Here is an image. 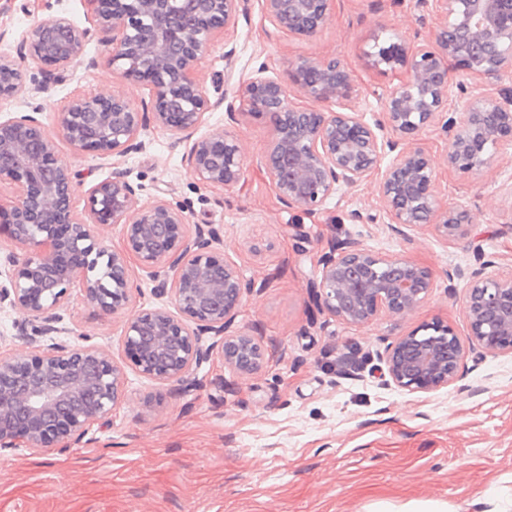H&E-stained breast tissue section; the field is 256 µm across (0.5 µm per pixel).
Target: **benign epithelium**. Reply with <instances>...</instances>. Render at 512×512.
I'll return each instance as SVG.
<instances>
[{
	"label": "benign epithelium",
	"instance_id": "benign-epithelium-1",
	"mask_svg": "<svg viewBox=\"0 0 512 512\" xmlns=\"http://www.w3.org/2000/svg\"><path fill=\"white\" fill-rule=\"evenodd\" d=\"M43 0L50 12L29 30L17 56L0 52V99L25 97L39 79H63L84 56L96 28L112 33L110 61L125 80L148 90L150 112L120 96L76 93L59 109L57 124L76 150L125 158L145 147L150 124L188 143L185 159L206 187L228 189L243 175L246 156L227 131L201 132L211 102L195 75L198 60L218 35L234 25L241 0H195L185 17L181 0H92L93 25L82 26ZM331 0H263L267 14L287 32L310 37L330 16ZM441 22L431 43L411 47L404 38L378 51L382 62L406 70L408 79L390 90L382 117L370 124L357 109L358 91L336 57L301 59L289 65L288 82L264 76L263 68L237 83L235 99L252 117L273 129L263 165L277 196L288 206L313 212L340 186L355 187L381 175L379 192L387 228L398 235L424 225L450 242L469 238L463 205L444 206L436 192L430 159L414 137L440 126L448 164L480 175L498 151L512 145V0H431ZM30 60L29 75L21 62ZM462 75L497 82L494 92L470 99L454 117L444 112L451 81L449 62ZM337 110L296 107L288 88ZM394 154L382 166L386 154ZM81 178L60 165L57 144L41 108L0 116V234L15 250L0 262V307L21 310L23 349L0 348V449L65 451L106 422L125 395V368L91 336L62 325L74 290L93 308L109 314L132 300L130 259L150 270L154 292L171 306L141 309L124 324L122 345L131 368L161 382L196 385V373L218 359L248 376L265 363L261 344L232 330L250 292L237 267L220 253V230L189 222L185 206L147 198L122 171L78 194ZM123 225L125 247L109 248L97 228ZM310 292L328 316L366 328L388 315L403 319L434 288L435 276L400 254L376 252L348 239L320 256ZM484 261L465 280L463 309L471 342L485 353H512V272ZM78 336V341L67 340ZM464 347L454 329L439 320L387 344L385 384L412 393H434L462 378Z\"/></svg>",
	"mask_w": 512,
	"mask_h": 512
}]
</instances>
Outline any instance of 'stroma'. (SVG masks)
Segmentation results:
<instances>
[{
	"mask_svg": "<svg viewBox=\"0 0 512 512\" xmlns=\"http://www.w3.org/2000/svg\"><path fill=\"white\" fill-rule=\"evenodd\" d=\"M46 15L35 0H0V48L16 50ZM439 22L420 0H333L323 28L305 37L279 29L262 0H243L231 36L218 39L197 63L217 103L207 129L231 131L244 148L240 182L228 190L203 187L183 147L159 129L149 130L145 149L120 167L141 185L143 197L176 198L191 223L223 229L224 257L251 285L234 327L262 342L266 363L240 377L211 361L190 392L127 370L124 399L91 440L55 455L0 450V512H368L379 501L399 507L430 499L446 502L450 512H512V355L467 351L462 386L429 395L383 383L387 341L436 319L469 340L461 290L449 286L446 272L472 262L471 251L428 226L407 241L389 232L374 178L340 187L312 213L286 207L261 166L271 127L244 113L228 121L218 104L233 93L225 71L245 79L261 68L284 81L291 62L335 55L361 92L360 111L379 115L387 90L406 72L373 66L371 53L392 32L422 43ZM108 37L97 31L85 61L33 100L58 138L59 161L79 172L87 188L112 167L59 138L61 102L92 92L121 95L138 107L147 97L143 86L114 74ZM417 145L432 160L441 203L467 206L475 243L494 257L499 272L512 271V152L501 151L494 176L482 178L449 165L436 128L424 130ZM355 209L375 214L376 223L353 222ZM345 238L430 268L435 288L405 319L384 316L367 328L320 313L308 285L329 243ZM131 273L137 291L128 310L105 315L77 294L65 310L67 322L120 363L126 360L124 323L140 308L162 303L139 264ZM350 347L367 362L346 375L334 363Z\"/></svg>",
	"mask_w": 512,
	"mask_h": 512,
	"instance_id": "1",
	"label": "stroma"
}]
</instances>
